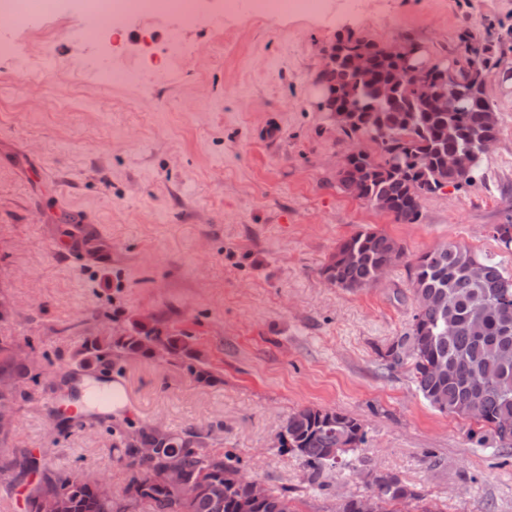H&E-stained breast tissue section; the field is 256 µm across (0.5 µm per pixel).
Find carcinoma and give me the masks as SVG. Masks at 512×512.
<instances>
[{
  "instance_id": "cac0c4a2",
  "label": "carcinoma",
  "mask_w": 512,
  "mask_h": 512,
  "mask_svg": "<svg viewBox=\"0 0 512 512\" xmlns=\"http://www.w3.org/2000/svg\"><path fill=\"white\" fill-rule=\"evenodd\" d=\"M364 52L371 62L370 77L357 78L348 58ZM489 49L470 61L468 68L448 72L443 87L453 86L448 111L430 109L425 92L413 81L396 78L399 59L384 46L364 36L347 33L330 47L331 63L321 74L322 83L340 92L355 111L340 121L347 136L369 134L378 155L368 152L345 155L338 183L348 191L356 188L360 199L375 207L388 203V213L400 224H414L421 201L444 186L469 185L479 175L480 165L469 170H448V154L469 148L497 129L485 123L492 109L485 93V71L494 66ZM403 246L376 231H360L343 241L323 268L326 280L354 291L375 284L384 264L399 261ZM476 254L448 244L421 254L409 267L413 295L427 302L417 308L410 331L396 340L398 348L387 350L389 365H410L416 389L441 413L477 418L480 428L501 445H512V277L504 275L487 258L480 259L483 275L475 279L468 267ZM453 334H448V326ZM155 343L166 361L178 363L199 382L210 383L214 375L187 333L164 332L137 321L115 336H87L76 352L81 367L104 364L111 370L132 354L143 350L142 339ZM14 374L21 382L35 380L34 368L16 361L0 346V371ZM288 449H298L309 468L310 484L318 483L327 470L336 468L334 453L344 445L359 448L366 442L362 425L346 428L328 421L321 409L305 407L286 420ZM114 449L130 471L126 484L130 496L106 495L78 482L80 471L53 469L49 490L66 499L64 512H241L249 499V480L240 475V459L226 451L207 448L205 436L185 430L168 432L160 439L161 453L177 454L185 476L202 487L188 502L161 478L160 462L148 463L132 453L130 432L115 429ZM376 490L381 512H399L395 506L421 499L397 475L379 481ZM247 512H297L288 491L268 489L267 498Z\"/></svg>"
}]
</instances>
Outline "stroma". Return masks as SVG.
<instances>
[{"label":"stroma","instance_id":"stroma-1","mask_svg":"<svg viewBox=\"0 0 512 512\" xmlns=\"http://www.w3.org/2000/svg\"><path fill=\"white\" fill-rule=\"evenodd\" d=\"M239 2L183 31L178 68L166 14L110 30L67 16L75 36L29 47L59 64L34 86L0 59V294L13 306L0 339L30 345L39 375L0 462L30 451L118 490L129 472L113 426L155 422L208 433L209 449L236 453L246 478L287 489L299 512H335L338 492L365 493L358 474L370 469L417 492L407 512H512V447L478 442L473 422L429 406L409 366L385 358L410 330L419 255L458 244L512 276V248L493 237L512 212V89L500 80L512 71V0H325L319 14L263 18ZM350 31L380 44L407 36L424 59L459 68L462 32L494 54L485 92L496 144L475 184L428 195L417 223L339 187L347 152L377 150L317 102L325 54ZM103 43L124 70L107 85L88 68ZM65 210L97 226L103 252L57 259ZM365 229L396 239L404 257L371 287L330 285L323 268ZM135 320L194 336L213 381L142 358L124 365L121 415L90 427L58 419L83 391V338ZM304 407L353 415L367 434L320 488L276 445Z\"/></svg>","mask_w":512,"mask_h":512}]
</instances>
